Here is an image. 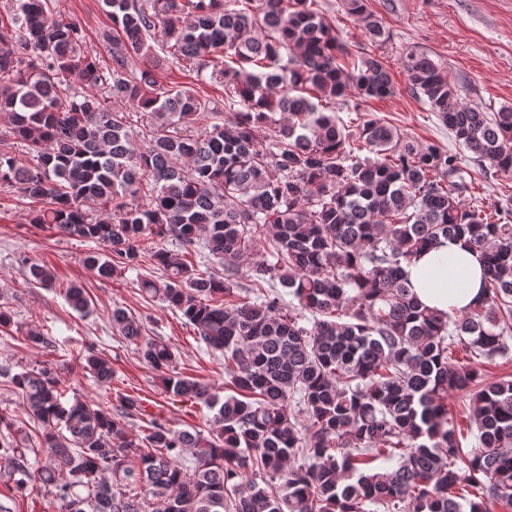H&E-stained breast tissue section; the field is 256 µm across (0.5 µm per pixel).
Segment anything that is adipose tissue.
<instances>
[{
    "label": "adipose tissue",
    "instance_id": "1",
    "mask_svg": "<svg viewBox=\"0 0 512 512\" xmlns=\"http://www.w3.org/2000/svg\"><path fill=\"white\" fill-rule=\"evenodd\" d=\"M422 304L440 312H464L482 296L483 260L466 239L443 242L404 266Z\"/></svg>",
    "mask_w": 512,
    "mask_h": 512
}]
</instances>
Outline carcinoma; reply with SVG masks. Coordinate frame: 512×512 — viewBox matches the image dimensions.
<instances>
[{
    "label": "carcinoma",
    "instance_id": "cac0c4a2",
    "mask_svg": "<svg viewBox=\"0 0 512 512\" xmlns=\"http://www.w3.org/2000/svg\"><path fill=\"white\" fill-rule=\"evenodd\" d=\"M315 2L102 0L112 20L106 68L47 0H12L0 14V123L33 156L26 164L0 152V184L28 201L30 223L102 245L85 259L101 278L153 260L163 282L144 275L141 291L224 352L231 378L221 399L175 371L170 346L144 337L120 306L112 328L162 373L168 394L215 410L208 433L175 430L131 395L113 409L65 402L50 370L0 365L42 427L25 446L0 415L12 496L35 479L61 512L512 510V378L487 382L454 358L459 345L488 363L512 352V208L465 204L457 155L418 147L379 117L351 129L320 109V99L385 98L394 85L375 56L341 65L347 47ZM344 2L369 40H383L366 0ZM171 62L224 86V100L243 109L226 120L194 88L160 84ZM402 64L481 170L511 178L512 108L464 103L424 52ZM116 101L148 119L145 146ZM189 124L199 129L183 132ZM465 235L486 260L483 301L441 315L416 300L403 263ZM156 237L176 249L143 247ZM192 253L224 273L198 270ZM28 278L55 285L40 263ZM65 297L88 307L81 285ZM86 362L112 385L110 360L90 349ZM450 393L469 400L468 450ZM130 417L148 418L138 441ZM38 447L50 461L34 476L28 453Z\"/></svg>",
    "mask_w": 512,
    "mask_h": 512
}]
</instances>
